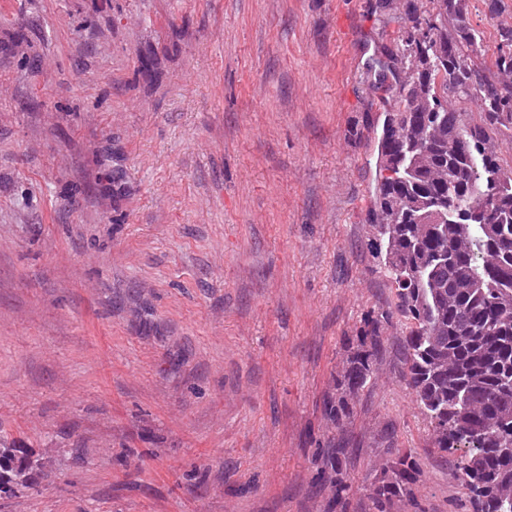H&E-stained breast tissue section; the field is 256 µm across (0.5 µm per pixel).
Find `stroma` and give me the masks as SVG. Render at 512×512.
<instances>
[{
  "instance_id": "stroma-1",
  "label": "stroma",
  "mask_w": 512,
  "mask_h": 512,
  "mask_svg": "<svg viewBox=\"0 0 512 512\" xmlns=\"http://www.w3.org/2000/svg\"><path fill=\"white\" fill-rule=\"evenodd\" d=\"M403 0H0V512H475L404 377L369 249ZM390 316L387 311L368 313L359 336L353 339L356 348L352 347L353 351L336 378V396H329L324 401L325 416L336 428L342 429L349 423L353 414L352 401L371 383L381 345L379 329ZM6 444L7 440L0 436V493L33 486L32 472L38 469L39 460L33 459L29 449L16 445L14 440ZM326 448H330L327 452L328 455H330L332 458H334L331 461V467L336 471V509L338 506L342 509L344 507V494L346 493L348 489V485L345 484L343 481V478H339L338 476L341 475V466H340V455L344 454V448L342 446L336 445L334 442H330L329 445ZM417 476L418 466L414 458L409 454L397 455L388 462L373 488L370 497L373 509L386 512L391 508L394 498L410 497L411 485Z\"/></svg>"
}]
</instances>
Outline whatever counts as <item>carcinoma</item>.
<instances>
[{
	"label": "carcinoma",
	"mask_w": 512,
	"mask_h": 512,
	"mask_svg": "<svg viewBox=\"0 0 512 512\" xmlns=\"http://www.w3.org/2000/svg\"><path fill=\"white\" fill-rule=\"evenodd\" d=\"M397 36L395 95L378 139L370 248L382 260L405 320L406 377L431 427L433 447L457 455L476 512H512V167L493 135L512 131V25L497 29L491 65L476 62L484 34L468 0H406ZM474 101L480 121L466 119ZM387 311L370 312L356 348L324 401L341 429L370 383ZM344 448L328 445L336 505L348 489ZM39 460L0 437V492L33 486ZM418 466L388 462L371 494L376 512L411 495Z\"/></svg>",
	"instance_id": "cac0c4a2"
}]
</instances>
